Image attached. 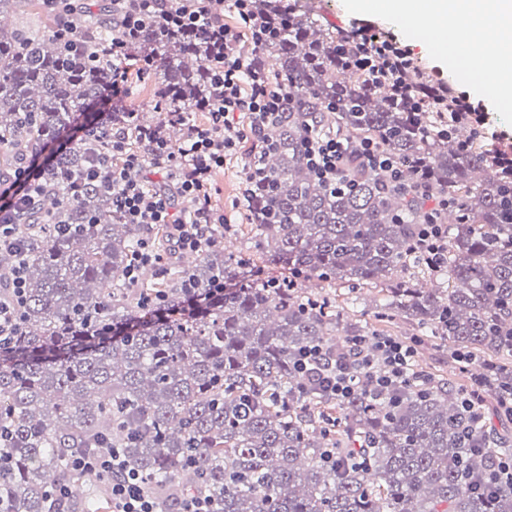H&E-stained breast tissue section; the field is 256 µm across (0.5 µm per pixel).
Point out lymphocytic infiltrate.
I'll return each mask as SVG.
<instances>
[{
	"label": "lymphocytic infiltrate",
	"instance_id": "lymphocytic-infiltrate-1",
	"mask_svg": "<svg viewBox=\"0 0 512 512\" xmlns=\"http://www.w3.org/2000/svg\"><path fill=\"white\" fill-rule=\"evenodd\" d=\"M129 2V9L119 21L122 35L112 41V56L116 60L125 54L127 37L136 35L146 18L157 14L161 15L165 25L206 31L221 50L219 63L211 72L216 97L209 106L208 125L190 126L183 144L177 148L155 131L146 133L136 128L129 133L114 135L104 166L97 172L103 186L112 193L113 206L126 223L168 225L173 230L172 238L179 251L196 252L208 241V227L224 221L210 205L213 169L223 166L226 156L234 152L241 141L266 142L268 125L281 111L283 94L240 47L246 39L254 47H261L268 41L270 33L256 23L251 12L253 0H177V8L167 12L161 11L160 0ZM224 5L230 6L236 15V26L225 25L220 17L218 10ZM353 35V44L346 57L348 66L371 84L390 86L394 105L421 114L422 103L410 97L401 82L411 60L409 50L396 41L371 34L366 26L356 28ZM239 113L249 118L246 129H237L235 125V116ZM84 133V125H77L41 155L31 159L13 182L0 183V243L15 238L11 211L40 195L43 168ZM136 138L148 141L149 154H141L133 147L132 141ZM306 150L318 178L335 184L348 150L345 141L335 133L316 134L309 137ZM148 162L165 173L179 195L196 201L197 209L191 219L176 214L170 196L151 190L142 182L128 180V170L144 167ZM406 190L411 195L430 200L411 252L431 270H439L448 253V229L441 224L440 217L448 210L451 201L434 195L422 182L408 184ZM366 342L369 341L360 336L351 342L352 349L359 354L356 367L341 364L331 372L327 389L335 398L348 399L366 382L373 389H387L408 383L413 376L414 345L377 336L371 342H374L384 367L372 378L363 379L362 370L371 365L362 353ZM75 465L93 474L121 471V479L112 485V512H158L156 502L144 488L143 479L134 470L125 469L118 453L79 458Z\"/></svg>",
	"mask_w": 512,
	"mask_h": 512
}]
</instances>
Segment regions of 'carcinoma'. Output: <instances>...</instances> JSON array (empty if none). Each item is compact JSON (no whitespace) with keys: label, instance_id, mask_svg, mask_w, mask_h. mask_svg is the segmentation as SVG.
<instances>
[{"label":"carcinoma","instance_id":"obj_1","mask_svg":"<svg viewBox=\"0 0 512 512\" xmlns=\"http://www.w3.org/2000/svg\"><path fill=\"white\" fill-rule=\"evenodd\" d=\"M22 2L47 24L40 33L0 25V182L112 86L103 49L128 8L0 0V17ZM253 10L275 33L256 63L286 99L267 130V183L251 186L244 208L261 259L255 271L280 267L288 281L241 285L245 263L224 253L219 225L182 264L165 227L125 223L98 181L71 185L130 122L165 132L118 106L89 114L84 139L44 170L43 195L12 216L21 252L0 247V299L13 297L20 255L25 281L16 335L0 343V512H90L76 498L90 478L73 460L105 448L146 480L160 512H180L191 495L210 512H512V485L485 479L508 438L481 422L464 438V387L417 368L408 386L365 385L339 401L296 370L312 346L351 365L350 340L380 332L292 283H336L347 303L375 288L379 324L412 325L416 343L439 336L456 360L495 359L493 375L472 388L511 392L512 166L480 138L465 149L458 130L440 133L439 93L427 81L403 76L425 105L421 117L393 106L389 87L366 82L340 55L352 32L309 0H255ZM74 19L72 50L55 33ZM214 56L206 33L151 17L124 66L163 76L154 111L205 112ZM333 131L350 148L328 185L305 146L310 134ZM364 138L402 162L405 182L455 200L448 262L429 271L434 288L411 284L414 269H427L409 251L423 203L361 165ZM141 239L161 261L151 280L133 284L126 271ZM359 453L365 463L355 466ZM54 488L68 494L54 497Z\"/></svg>","mask_w":512,"mask_h":512}]
</instances>
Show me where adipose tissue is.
Returning a JSON list of instances; mask_svg holds the SVG:
<instances>
[{
  "label": "adipose tissue",
  "mask_w": 512,
  "mask_h": 512,
  "mask_svg": "<svg viewBox=\"0 0 512 512\" xmlns=\"http://www.w3.org/2000/svg\"><path fill=\"white\" fill-rule=\"evenodd\" d=\"M354 11H378L408 30L422 21L440 30L464 19L463 37L440 40L448 60L496 91L501 111L512 112V0H350Z\"/></svg>",
  "instance_id": "1"
}]
</instances>
